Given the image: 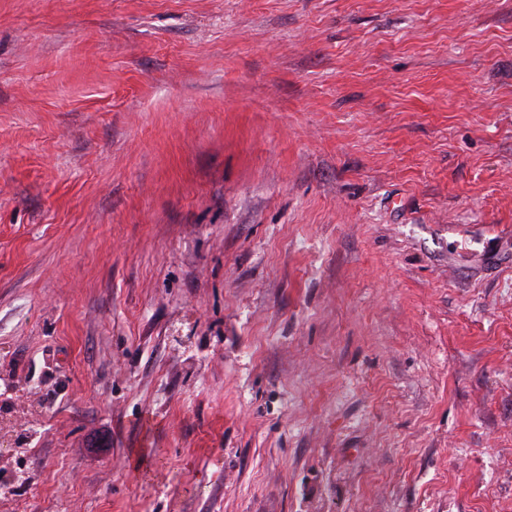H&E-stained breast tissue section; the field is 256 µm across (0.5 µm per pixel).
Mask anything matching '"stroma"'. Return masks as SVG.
<instances>
[{
  "label": "stroma",
  "instance_id": "obj_1",
  "mask_svg": "<svg viewBox=\"0 0 512 512\" xmlns=\"http://www.w3.org/2000/svg\"><path fill=\"white\" fill-rule=\"evenodd\" d=\"M0 512H512V0H0Z\"/></svg>",
  "mask_w": 512,
  "mask_h": 512
}]
</instances>
